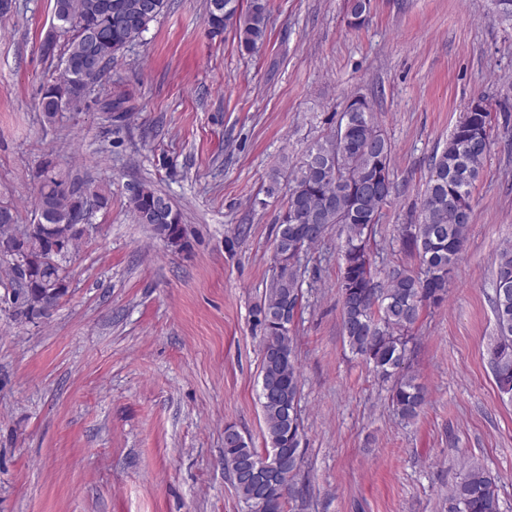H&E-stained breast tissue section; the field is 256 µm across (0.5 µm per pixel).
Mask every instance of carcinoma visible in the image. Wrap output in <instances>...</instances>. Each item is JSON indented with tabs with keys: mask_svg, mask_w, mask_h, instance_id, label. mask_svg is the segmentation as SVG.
<instances>
[{
	"mask_svg": "<svg viewBox=\"0 0 512 512\" xmlns=\"http://www.w3.org/2000/svg\"><path fill=\"white\" fill-rule=\"evenodd\" d=\"M167 0H53L52 30L67 36L57 77L41 94L39 109L53 120L68 107L79 109L91 88L102 80L114 57L143 38L162 14ZM268 0H206V22L212 32L235 30L240 49L251 52L267 36ZM102 63L92 81L82 79V66L89 51ZM491 113L473 112L460 120L440 154L432 158L426 189L415 218L400 228L401 249L415 257L419 267L454 268L465 250L472 221V186L490 153L478 141ZM338 126L346 129L308 147L302 160L274 170L267 192L274 193L280 179L288 181V197L279 216L275 250L304 251L323 236L310 237L306 228L321 224L338 227L344 244L341 280L352 285L342 298V332L352 352L372 365L382 381H393L391 402L406 420L416 418L425 402V388L415 375L403 370L408 360L412 332L426 308L442 305L448 295V277L430 282L423 271L394 265L376 280L369 242L375 225L381 223L390 197L368 193V183L392 174V144L374 121L373 110L342 113ZM39 220L21 239L17 211L6 209L0 217V257L8 259L17 284L13 303L26 318L47 315L68 293L67 263L76 251L83 230L52 219L84 210L87 202L106 209L112 197L103 188L70 182L46 160L37 172ZM137 193L128 196L138 223H147L158 202L164 199L150 185L136 183ZM153 231L174 247L184 246L181 213L171 209L153 223ZM23 257V266L14 258ZM491 298L496 333L491 337L489 366L501 397L512 402V246L502 249L494 271ZM302 300L299 267L276 271L263 301L253 317L264 330L270 353L261 357V401L266 426V448L261 452L247 440L224 443V469L258 471L260 482L247 478L234 483L248 512H285L290 477L300 468L303 453L292 440L291 423L298 406L301 374L297 366L290 325ZM448 512H500L498 486L481 465L467 463L464 473L448 492Z\"/></svg>",
	"mask_w": 512,
	"mask_h": 512,
	"instance_id": "cac0c4a2",
	"label": "carcinoma"
}]
</instances>
